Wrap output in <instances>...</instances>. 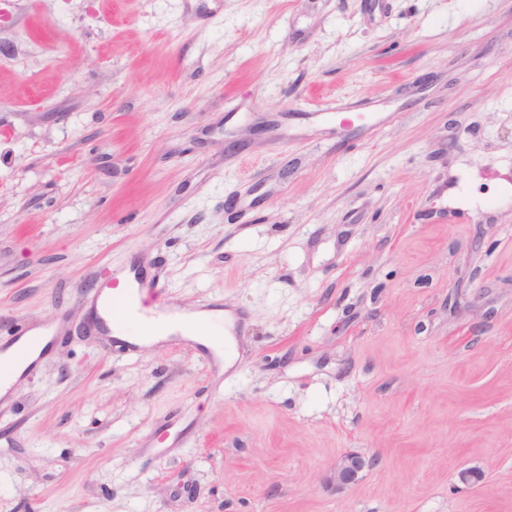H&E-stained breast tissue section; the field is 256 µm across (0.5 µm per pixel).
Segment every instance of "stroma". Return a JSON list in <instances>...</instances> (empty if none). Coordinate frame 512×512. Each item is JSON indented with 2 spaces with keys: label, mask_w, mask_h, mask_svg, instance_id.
I'll return each instance as SVG.
<instances>
[{
  "label": "stroma",
  "mask_w": 512,
  "mask_h": 512,
  "mask_svg": "<svg viewBox=\"0 0 512 512\" xmlns=\"http://www.w3.org/2000/svg\"><path fill=\"white\" fill-rule=\"evenodd\" d=\"M126 270L232 356L111 338ZM34 325L0 512H512V0H0V352ZM370 463L365 457L358 454L344 455L330 473L329 480L336 484V487H343L355 482L359 474Z\"/></svg>",
  "instance_id": "35a3bbf8"
}]
</instances>
